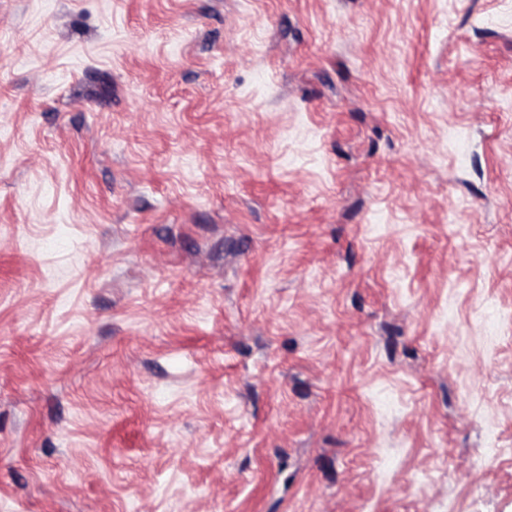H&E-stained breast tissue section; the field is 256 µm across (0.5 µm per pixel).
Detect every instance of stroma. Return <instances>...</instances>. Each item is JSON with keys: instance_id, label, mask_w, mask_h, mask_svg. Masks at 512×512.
Returning a JSON list of instances; mask_svg holds the SVG:
<instances>
[{"instance_id": "obj_1", "label": "stroma", "mask_w": 512, "mask_h": 512, "mask_svg": "<svg viewBox=\"0 0 512 512\" xmlns=\"http://www.w3.org/2000/svg\"><path fill=\"white\" fill-rule=\"evenodd\" d=\"M0 512H512V0H0Z\"/></svg>"}]
</instances>
